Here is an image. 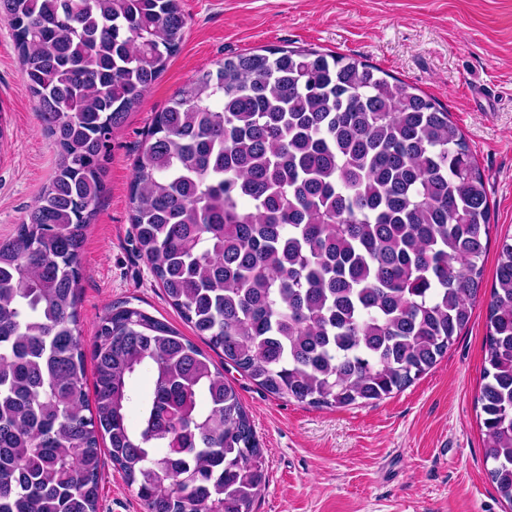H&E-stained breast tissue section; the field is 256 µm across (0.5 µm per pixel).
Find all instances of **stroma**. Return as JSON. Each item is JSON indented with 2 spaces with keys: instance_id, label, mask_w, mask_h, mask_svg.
<instances>
[{
  "instance_id": "obj_1",
  "label": "stroma",
  "mask_w": 512,
  "mask_h": 512,
  "mask_svg": "<svg viewBox=\"0 0 512 512\" xmlns=\"http://www.w3.org/2000/svg\"><path fill=\"white\" fill-rule=\"evenodd\" d=\"M180 51L112 136L106 192L81 251L77 312L85 338L127 305L193 332L171 306L130 222L134 161L156 112L198 71L265 46L334 51L372 64L447 108L485 175L491 221L512 234V0H179ZM45 134L6 21L0 20V239L13 235L51 178ZM486 318L476 308L448 353L382 400L316 408L224 368L263 448L253 512H504L486 476L476 398ZM98 512H145L104 460Z\"/></svg>"
}]
</instances>
